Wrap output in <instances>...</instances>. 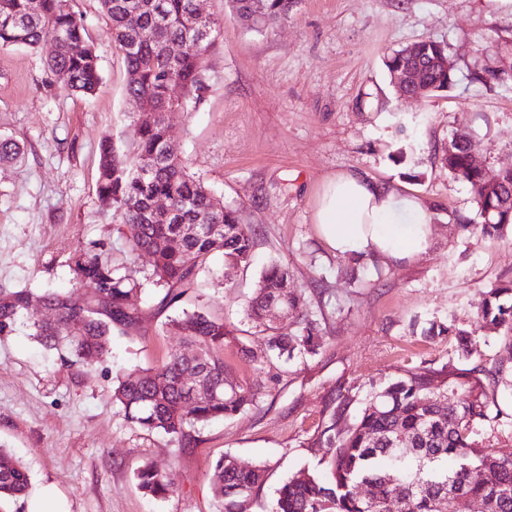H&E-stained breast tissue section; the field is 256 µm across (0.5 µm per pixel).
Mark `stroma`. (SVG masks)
I'll use <instances>...</instances> for the list:
<instances>
[{"mask_svg": "<svg viewBox=\"0 0 512 512\" xmlns=\"http://www.w3.org/2000/svg\"><path fill=\"white\" fill-rule=\"evenodd\" d=\"M72 5L98 51L95 94L65 90L46 68L48 48L0 50V136L21 149L0 162V290H70L82 249L138 280L151 264L147 255L131 259L124 226L97 193L102 138L128 145L138 137L123 57L99 0ZM201 6L222 21L224 38L197 110L169 113L167 123L189 172L251 227L254 260L243 268L211 258L199 287L170 308L158 304L162 289L146 286L133 299L141 323L83 364L61 360L24 329L0 337V447L27 466L32 483L55 485L66 512H219L212 473L224 455L264 468L251 512H270L287 477L324 471L329 452L317 439L339 392L353 394L352 421L372 388L407 372L489 368L512 352V333L480 327L475 315L482 292L512 280V230L460 232L459 217L476 215L477 191L440 161L463 127L487 165L512 166V77L475 79L489 65L512 68V12L488 0H297L287 21L257 33L224 0ZM428 39L448 45L456 84L438 96H400L384 61ZM345 171L431 203L427 250L397 266L330 251L313 222L314 198ZM273 259L288 263L322 329L317 353L288 362L245 318ZM183 310L223 319L232 332L227 372L259 397L179 440L128 425L112 387L119 373L157 367L181 349L166 324ZM432 322L451 334L423 336ZM457 328L472 330L469 352ZM494 400L500 418L479 430L496 452L512 454V388L497 385ZM146 461L175 473L173 494H142L134 470Z\"/></svg>", "mask_w": 512, "mask_h": 512, "instance_id": "1", "label": "stroma"}]
</instances>
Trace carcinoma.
Wrapping results in <instances>:
<instances>
[{"label":"carcinoma","mask_w":512,"mask_h":512,"mask_svg":"<svg viewBox=\"0 0 512 512\" xmlns=\"http://www.w3.org/2000/svg\"><path fill=\"white\" fill-rule=\"evenodd\" d=\"M110 22L112 41L122 52L127 93L141 99L145 109L163 112L174 107L194 109L206 83L209 57L222 36L217 18L201 19L195 0H100ZM295 0H262V20L249 22L250 0H229L226 7L243 26L262 32L288 20ZM55 42L46 60L62 86L85 96L101 84L96 49L86 39L85 17L71 0H0V48L37 49ZM175 42L184 44L175 58L168 54ZM449 54L445 44L419 43L416 64L421 67L429 94L444 92L454 73L436 65ZM472 144L455 142L442 155L454 178L478 188L476 199L482 222L464 219L461 229L493 236L512 226V167L479 169L471 162ZM97 190L112 204V219L125 226L129 253H150L153 263L146 278L162 286L161 303L180 301L188 288H197L198 266L214 255L247 266L253 254L251 229L238 211L224 207L205 183L184 165L169 128L142 123L138 140L120 146L111 138L99 145ZM170 200L169 220L153 217L155 199ZM73 271L79 289L87 293L45 291L44 306L57 312L46 322L30 309L26 289L0 292V337L26 325L49 350L63 360L85 362L105 349L110 336L142 319L128 299L140 284L121 274L100 253L78 251ZM288 265L275 260L261 273L247 307L255 327L271 331L268 344L280 357L295 352L317 353L319 323L308 313L304 295L290 296ZM512 288H493L476 305L484 327L512 328ZM298 314L300 334L290 336L266 324L273 306ZM78 319L77 331L70 321ZM181 336L183 349L157 368L135 370L117 378L112 398L124 418L143 431L161 430L182 437L187 429L232 417L256 401V393L229 379L224 366V322L203 312H185L170 321ZM512 386V356L491 369L459 368L412 371L374 391L351 424L342 423L353 401L341 396L337 409L320 434L330 451L329 473L320 477L307 470L288 478L277 492L271 512H450L451 494L481 500L486 512H512V458L495 454L478 438L477 425L493 419L490 386ZM216 394L193 400V384ZM144 494L164 498L173 492L174 479L152 463L135 471ZM265 479L262 467H242L228 456L215 463L213 488L225 512H250L254 491ZM367 484L371 497L358 494ZM30 477L24 464L0 448V502L26 494Z\"/></svg>","instance_id":"obj_1"}]
</instances>
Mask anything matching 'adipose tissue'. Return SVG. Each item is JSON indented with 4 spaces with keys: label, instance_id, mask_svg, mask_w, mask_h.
<instances>
[{
    "label": "adipose tissue",
    "instance_id": "1",
    "mask_svg": "<svg viewBox=\"0 0 512 512\" xmlns=\"http://www.w3.org/2000/svg\"><path fill=\"white\" fill-rule=\"evenodd\" d=\"M410 223L395 221L397 211ZM313 220L336 254L399 263L425 252L432 235L431 207L417 197H399L388 185L353 172L331 176L314 203Z\"/></svg>",
    "mask_w": 512,
    "mask_h": 512
}]
</instances>
